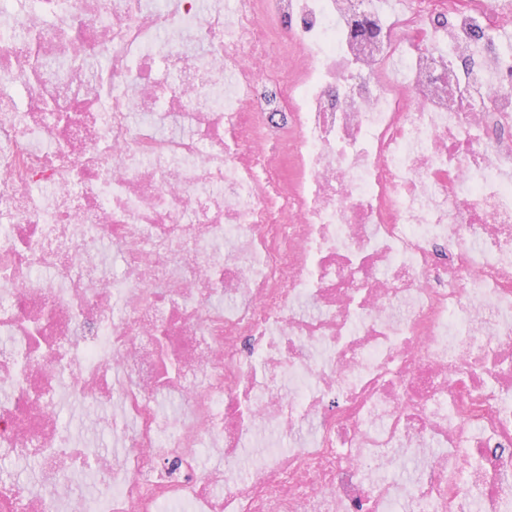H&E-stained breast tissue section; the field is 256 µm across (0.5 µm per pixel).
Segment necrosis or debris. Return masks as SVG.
Returning <instances> with one entry per match:
<instances>
[{
    "instance_id": "obj_1",
    "label": "necrosis or debris",
    "mask_w": 512,
    "mask_h": 512,
    "mask_svg": "<svg viewBox=\"0 0 512 512\" xmlns=\"http://www.w3.org/2000/svg\"><path fill=\"white\" fill-rule=\"evenodd\" d=\"M33 9L81 36L54 81L0 15L65 105L0 76V512H70L62 379L125 450L94 512H512V0ZM40 470V462L34 457H0V476L34 482Z\"/></svg>"
}]
</instances>
